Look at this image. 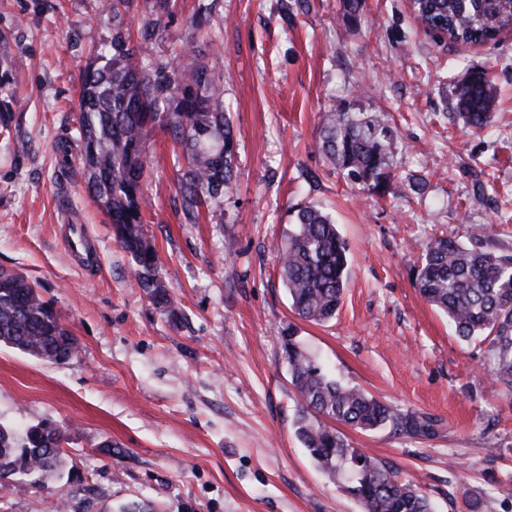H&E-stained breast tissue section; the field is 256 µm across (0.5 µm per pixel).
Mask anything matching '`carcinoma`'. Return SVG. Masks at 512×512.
Wrapping results in <instances>:
<instances>
[{
  "label": "carcinoma",
  "mask_w": 512,
  "mask_h": 512,
  "mask_svg": "<svg viewBox=\"0 0 512 512\" xmlns=\"http://www.w3.org/2000/svg\"><path fill=\"white\" fill-rule=\"evenodd\" d=\"M132 0H102L112 13V39L93 51L84 72L74 140L80 147L85 185L112 223L116 241L136 264L138 287L168 315L179 304L163 279L158 254L144 224L145 186L151 171L149 141L156 130L180 147L177 194L188 224L202 206H217L231 189L237 142L219 79L194 55L180 52L145 66L140 46L150 40L159 18L142 22L132 43L125 23ZM420 26L463 45L492 41L512 29V0H415ZM453 119L479 132L489 127L497 105L491 72H472L456 88ZM319 149L353 186L388 192L397 149L394 128L385 120L336 107L324 113ZM280 276L294 313L316 324L332 320L346 288L348 245L329 214L299 208L288 238L276 247ZM415 286L424 300L448 317L461 341L488 342L493 380L512 391V254L481 244L468 246L444 235L430 238L417 267ZM0 344L52 364H64L78 350L35 288L20 274L0 269ZM291 382L299 395L296 435L316 466L329 475L346 474L348 491L364 512H433L427 492L399 478L394 467L362 448H353L336 428L341 423L372 431L430 437L436 421L402 412L330 374L296 339L285 335ZM65 431L46 419L22 436L0 424V483L18 475L47 477L59 471Z\"/></svg>",
  "instance_id": "obj_1"
}]
</instances>
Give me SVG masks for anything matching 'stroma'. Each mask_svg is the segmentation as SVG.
I'll return each mask as SVG.
<instances>
[{
  "mask_svg": "<svg viewBox=\"0 0 512 512\" xmlns=\"http://www.w3.org/2000/svg\"><path fill=\"white\" fill-rule=\"evenodd\" d=\"M199 0H174L146 62L189 47ZM99 0H0V268L19 273L77 338L53 365L0 346V422L64 427V463L0 485V512H363L295 434L297 394L281 332L294 327L342 381L430 416L431 437L346 429L392 464L435 512H512V392L482 364L488 345L456 338L414 284L421 246L493 226L512 254V29L460 45L426 33L409 0H214L200 51L220 75L238 145L223 202L185 223L170 137L156 131L145 222L178 317L138 287L131 256L89 196L72 140L91 47L110 41ZM491 70L500 103L487 129L455 125L454 91ZM386 114L398 135V189L348 185L318 148L333 106ZM421 181L423 193L410 190ZM329 212L350 247L339 312L297 318L274 245L292 210ZM74 217L98 244L86 273L55 226Z\"/></svg>",
  "mask_w": 512,
  "mask_h": 512,
  "instance_id": "35a3bbf8",
  "label": "stroma"
}]
</instances>
